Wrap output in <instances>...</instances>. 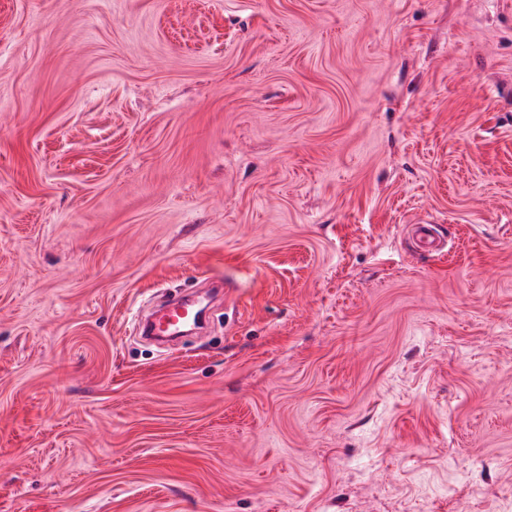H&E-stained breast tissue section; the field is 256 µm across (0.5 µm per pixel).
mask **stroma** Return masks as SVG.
<instances>
[{
    "label": "stroma",
    "instance_id": "35a3bbf8",
    "mask_svg": "<svg viewBox=\"0 0 512 512\" xmlns=\"http://www.w3.org/2000/svg\"><path fill=\"white\" fill-rule=\"evenodd\" d=\"M460 497L512 512V0H0V512ZM190 311L186 303L174 305L168 310L162 320L159 321H147L144 326V332L150 334L153 327L157 328L162 326L167 333V336L179 335L183 333L182 328L184 326H190L186 324L188 321Z\"/></svg>",
    "mask_w": 512,
    "mask_h": 512
}]
</instances>
